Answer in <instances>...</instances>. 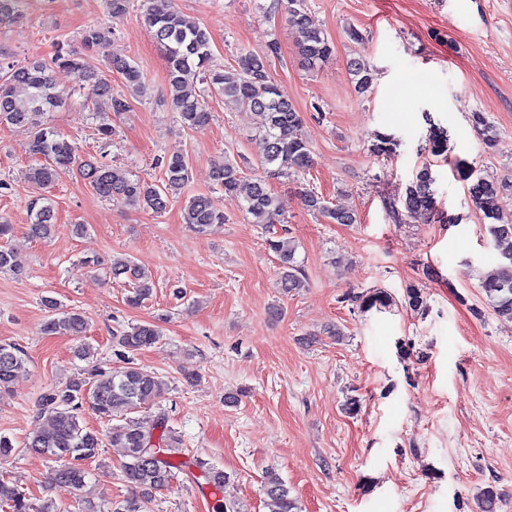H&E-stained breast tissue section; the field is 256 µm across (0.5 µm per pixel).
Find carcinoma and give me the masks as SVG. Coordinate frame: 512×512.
Returning a JSON list of instances; mask_svg holds the SVG:
<instances>
[{"instance_id": "carcinoma-1", "label": "carcinoma", "mask_w": 512, "mask_h": 512, "mask_svg": "<svg viewBox=\"0 0 512 512\" xmlns=\"http://www.w3.org/2000/svg\"><path fill=\"white\" fill-rule=\"evenodd\" d=\"M145 26L160 46L167 62L168 101L182 125L189 130H202L209 125L212 115L199 99L195 87L205 82L224 98V106L236 110H250L261 117L259 130L260 154L258 164L268 174H280L288 169L306 172L312 166L311 150L301 135V115L293 102L279 89L270 76V59L278 54L277 43L271 42L262 54H240L235 64L219 68L213 64L209 32L197 19L182 13L175 0H147L142 14ZM285 21L298 34L297 49L304 63L313 67L326 62L333 48L323 31L312 19L306 0H286ZM112 34L111 26L103 21L86 28L81 34V49L75 50L57 43L54 55L48 60L35 59L25 64L0 66V126L25 127L31 134L30 150L39 159L27 172V180L38 189L28 203L29 233L35 238H47L56 223L52 199L43 194L51 188L60 174L78 175L90 183L95 193L104 200H123L154 213L166 210L170 200L181 194L189 179L188 163L183 156H174L163 164L160 184H149L134 178L121 167L108 165L95 158H80L79 149L55 128L45 124L41 117L61 103L62 93L53 81L57 68L68 70L80 88L102 113L118 115L129 108L128 96L140 93L141 68L138 63L113 56L108 60V71L123 77L127 93L112 92V84L102 71L92 65L89 54L104 48ZM349 69L355 77L358 93L368 92L374 74L364 63L352 60ZM20 91L28 94L31 106L21 110L16 105ZM429 152L440 156L447 147V135L433 129ZM213 180L224 194L235 198L252 217L255 224H281L280 202L263 177L247 178L239 163L229 157L216 165ZM434 177L429 164L417 168L405 196L388 201L387 209L394 222L423 211L434 209L432 185ZM467 192L472 203L493 220L489 233L495 245L502 248L503 262L481 284L494 302L498 314L512 318V221L504 219L499 205L500 186L489 179L478 177ZM307 210L316 213L330 224H355V213L331 208L314 191L304 194ZM183 222L196 232L204 233L213 224L226 220L224 212L214 207L209 196H192L183 207ZM13 226L0 224V271L21 272L15 253L6 247ZM270 249L278 261V288L288 295L304 287L301 267L295 259V247L285 238L269 240ZM113 277L123 276L130 286L126 302L140 306L153 294L154 283L143 268L131 261H114ZM48 315L42 325L47 335L69 334L80 336L86 329L83 315L70 311L56 315L57 302L44 300ZM159 329L151 323L130 327L118 339L122 348L120 357L130 360L129 354L155 344ZM28 357L24 350L11 343H0V390L9 389L17 375L26 369ZM165 393V382L155 373L135 364L122 370L92 369L88 377H74L40 399L41 414L47 426L35 432L25 443L29 450L54 463L49 479L80 490L88 475L86 464L99 455L102 439L98 432L82 421L84 407L98 417L119 423L112 425L109 441L124 449L126 461L123 477L130 494L112 502L110 512H144L145 501L167 485L176 473L182 471L180 460L182 440L159 416L150 426H144L131 414L150 406ZM196 467L205 479L206 489L215 496L214 512H240L235 503L219 498L227 475L224 470L204 461ZM262 492L269 512H297L295 498L278 473L270 469L263 477ZM0 503L9 512H60L47 499L33 507L26 495L0 480Z\"/></svg>"}]
</instances>
